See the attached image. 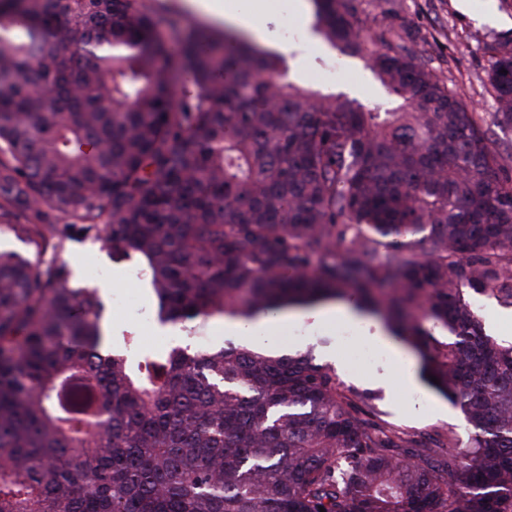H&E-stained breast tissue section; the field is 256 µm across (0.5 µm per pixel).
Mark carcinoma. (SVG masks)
Masks as SVG:
<instances>
[{"label":"carcinoma","instance_id":"cac0c4a2","mask_svg":"<svg viewBox=\"0 0 512 512\" xmlns=\"http://www.w3.org/2000/svg\"><path fill=\"white\" fill-rule=\"evenodd\" d=\"M398 100L286 78L214 32L181 47L142 0H0V229L64 221L147 274L162 326L346 300L384 317L467 437L393 425L296 352L111 342L96 288L0 250V512H512V167L432 71L312 0ZM512 126V48L487 46ZM507 73H502V70ZM469 298L470 300L472 298L482 299L483 305L477 313L482 319L486 330L492 335L497 336L504 343H510L512 341V319L508 321H502L498 318V316L501 313L512 314V310L501 307L493 299L475 295H470Z\"/></svg>","mask_w":512,"mask_h":512}]
</instances>
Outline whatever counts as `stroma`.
<instances>
[{"label":"stroma","instance_id":"1","mask_svg":"<svg viewBox=\"0 0 512 512\" xmlns=\"http://www.w3.org/2000/svg\"><path fill=\"white\" fill-rule=\"evenodd\" d=\"M153 8L162 30L186 39L201 27L199 19L183 5V0H146ZM470 13L458 11L453 0H364L357 16L363 35L387 31L392 44L412 53L432 70L460 99L477 112L490 113L492 98L486 83L489 57L486 45L502 44L512 48V26L492 27L477 24L486 0H470ZM300 66L289 69L294 83L306 87L321 78L325 65L343 57L345 71L332 84V92H344L368 106L391 105V97L358 57L341 56L316 31L294 41ZM72 272L78 286L98 289L104 301L125 294L140 296L141 289L127 277L126 265L113 262L111 253L94 238L78 233L67 236L56 254ZM108 267L109 278L89 277L90 264ZM339 325H327L308 318L288 325L287 336L305 337L313 346L318 363L330 366L344 387L373 397L385 420L415 431L451 429L458 435L466 430L458 408L433 390L423 379L407 384L405 365H400L378 349L371 336L370 323L357 325V334L345 340L339 337Z\"/></svg>","mask_w":512,"mask_h":512}]
</instances>
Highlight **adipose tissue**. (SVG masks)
I'll return each mask as SVG.
<instances>
[{"mask_svg":"<svg viewBox=\"0 0 512 512\" xmlns=\"http://www.w3.org/2000/svg\"><path fill=\"white\" fill-rule=\"evenodd\" d=\"M186 6L196 13L201 21L222 23L224 28L233 34L245 37L266 49L282 54L289 51L288 46L279 40L277 33L265 22L270 0H186ZM310 315L324 322H356L363 318L362 313L350 305L327 303L309 312L301 309H283L276 314L260 317L247 325L230 321L226 323L225 329L237 335H253L256 344L273 348L277 345V337L283 327L300 322Z\"/></svg>","mask_w":512,"mask_h":512,"instance_id":"adipose-tissue-1","label":"adipose tissue"}]
</instances>
